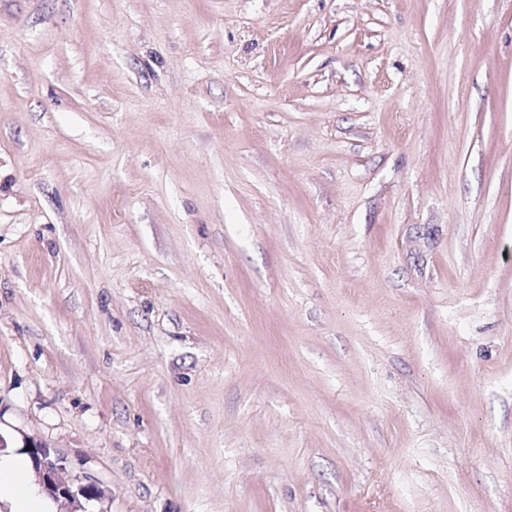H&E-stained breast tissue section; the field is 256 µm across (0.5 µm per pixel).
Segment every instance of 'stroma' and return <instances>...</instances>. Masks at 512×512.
<instances>
[{"instance_id": "stroma-1", "label": "stroma", "mask_w": 512, "mask_h": 512, "mask_svg": "<svg viewBox=\"0 0 512 512\" xmlns=\"http://www.w3.org/2000/svg\"><path fill=\"white\" fill-rule=\"evenodd\" d=\"M0 436L86 512H512V0H0ZM21 448L31 458L36 481L55 500L72 505L78 503L80 498L90 501L100 497L101 492L96 484L67 480L63 476L66 469L64 459L45 442L24 437Z\"/></svg>"}]
</instances>
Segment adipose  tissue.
Wrapping results in <instances>:
<instances>
[{
	"instance_id": "1",
	"label": "adipose tissue",
	"mask_w": 512,
	"mask_h": 512,
	"mask_svg": "<svg viewBox=\"0 0 512 512\" xmlns=\"http://www.w3.org/2000/svg\"><path fill=\"white\" fill-rule=\"evenodd\" d=\"M26 456L10 451L0 454V503L9 512H54L53 500L30 483Z\"/></svg>"
}]
</instances>
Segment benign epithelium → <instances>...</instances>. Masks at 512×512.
<instances>
[{"label":"benign epithelium","instance_id":"benign-epithelium-1","mask_svg":"<svg viewBox=\"0 0 512 512\" xmlns=\"http://www.w3.org/2000/svg\"><path fill=\"white\" fill-rule=\"evenodd\" d=\"M22 449L27 452L32 462V472L38 484L55 500L72 505L85 499H97L101 492L91 482L82 483L66 479L64 459L45 442L30 437L23 438Z\"/></svg>","mask_w":512,"mask_h":512}]
</instances>
